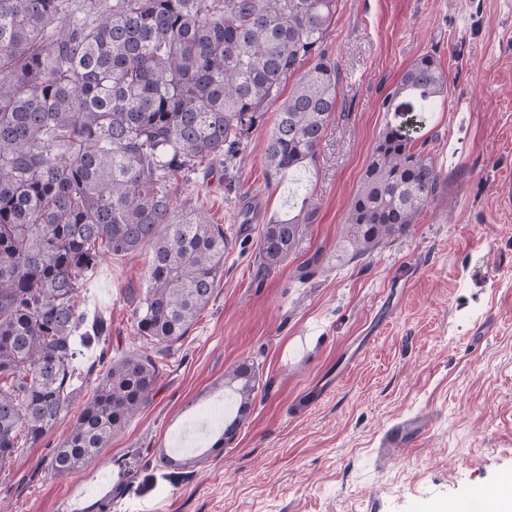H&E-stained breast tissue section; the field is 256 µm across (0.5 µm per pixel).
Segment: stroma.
Instances as JSON below:
<instances>
[{
	"mask_svg": "<svg viewBox=\"0 0 512 512\" xmlns=\"http://www.w3.org/2000/svg\"><path fill=\"white\" fill-rule=\"evenodd\" d=\"M326 49L337 108L299 173L267 170L272 107L242 153L169 182L177 215L232 235L151 402L82 471L47 473L105 371L99 348L84 349L66 417L0 471L6 512H91L106 497L111 512H446L512 481V0H339ZM428 52L448 77L419 132L440 188L408 233L349 259L340 230L388 120L382 101ZM280 220L304 225L303 238L255 280L259 229ZM316 252L322 271L297 280ZM149 260L109 256L86 277L110 356L147 349L130 297ZM243 360L262 390L216 452L231 410L224 373ZM412 415L423 433L381 463L380 433ZM160 450L187 465L156 466Z\"/></svg>",
	"mask_w": 512,
	"mask_h": 512,
	"instance_id": "1",
	"label": "stroma"
}]
</instances>
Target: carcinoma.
<instances>
[{
  "label": "carcinoma",
  "mask_w": 512,
  "mask_h": 512,
  "mask_svg": "<svg viewBox=\"0 0 512 512\" xmlns=\"http://www.w3.org/2000/svg\"><path fill=\"white\" fill-rule=\"evenodd\" d=\"M338 0H0V469L67 414L81 347L106 344L80 309L87 273L106 254L151 248L136 335L168 351L209 305L227 234L175 214L176 172L237 153L288 81L265 147L284 175L316 156L336 112L338 72L325 40ZM437 58L403 72L350 200L342 240L355 259L417 223L440 173L415 125L447 90ZM410 101L395 104L401 96ZM304 225L264 224L262 278ZM146 353L110 359L68 436L44 459L67 477L96 459L152 399ZM236 412L211 449L231 442L259 389L253 363L224 373Z\"/></svg>",
  "instance_id": "cac0c4a2"
}]
</instances>
